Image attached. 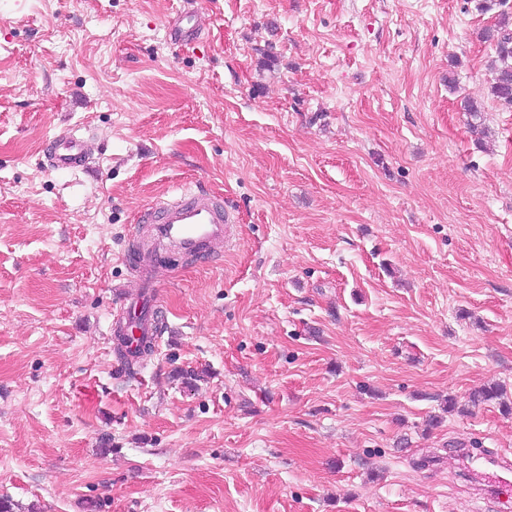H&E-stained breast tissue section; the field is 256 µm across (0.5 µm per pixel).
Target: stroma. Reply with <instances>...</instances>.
<instances>
[{
	"instance_id": "35a3bbf8",
	"label": "stroma",
	"mask_w": 512,
	"mask_h": 512,
	"mask_svg": "<svg viewBox=\"0 0 512 512\" xmlns=\"http://www.w3.org/2000/svg\"><path fill=\"white\" fill-rule=\"evenodd\" d=\"M482 2L202 0L177 46L184 0H0L12 512H500L454 454L512 453V414L468 401L512 402V110L481 39L512 0ZM73 126L88 168L47 170ZM186 184L237 238L162 257L166 330L129 371L119 255Z\"/></svg>"
}]
</instances>
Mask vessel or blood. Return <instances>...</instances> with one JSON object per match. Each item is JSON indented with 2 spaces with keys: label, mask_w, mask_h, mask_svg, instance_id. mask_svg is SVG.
<instances>
[{
  "label": "vessel or blood",
  "mask_w": 512,
  "mask_h": 512,
  "mask_svg": "<svg viewBox=\"0 0 512 512\" xmlns=\"http://www.w3.org/2000/svg\"><path fill=\"white\" fill-rule=\"evenodd\" d=\"M45 165L53 171H75L88 166L84 138L78 129H70L46 140L42 148ZM235 218L225 209L223 197L201 189H188L168 200L145 208L138 217V231L122 259L130 267L152 271L163 254L177 252L195 258L220 252L231 246ZM165 325L160 307V292L148 289L137 298L124 299L121 312L114 317L111 333L124 336L159 335ZM490 469L489 481L497 494H512V467L494 458L484 459Z\"/></svg>",
  "instance_id": "1"
}]
</instances>
